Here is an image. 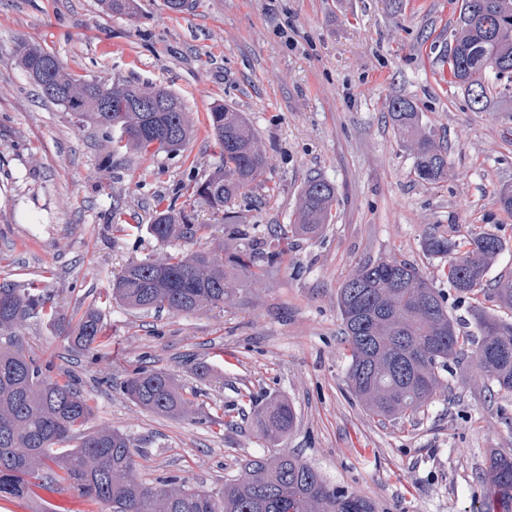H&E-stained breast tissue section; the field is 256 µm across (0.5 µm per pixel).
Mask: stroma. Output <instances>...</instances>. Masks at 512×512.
<instances>
[{
    "label": "stroma",
    "instance_id": "1",
    "mask_svg": "<svg viewBox=\"0 0 512 512\" xmlns=\"http://www.w3.org/2000/svg\"><path fill=\"white\" fill-rule=\"evenodd\" d=\"M137 4L129 18L98 0H0V285H37L73 323L96 309L104 334L92 356L37 314L23 335L30 352L92 397L88 430L131 437L137 480L177 475L210 490L280 446L377 512H478L491 452L512 454V395L482 378L470 349L417 419H373L347 385L336 304L368 261L408 260L447 288L443 260L424 250L433 233H495L504 249L488 277L512 276V213L497 201L512 188V112L471 111L443 75L458 0H197L182 14L166 0ZM21 38L75 74L167 87L194 136L177 152L116 147L39 98L13 54ZM397 97L446 144V178L416 177L389 116ZM217 104L246 114L267 156L252 199L237 200L228 221L191 195L221 161L208 124ZM311 176L338 201L306 238L293 223ZM173 202L201 224L194 239L148 233L153 212ZM246 244L288 256L224 307L144 312L111 297L129 262ZM144 363L183 387L187 417L142 410L123 392ZM274 398L297 416L276 444L251 425L255 405Z\"/></svg>",
    "mask_w": 512,
    "mask_h": 512
}]
</instances>
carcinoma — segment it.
<instances>
[{
	"label": "carcinoma",
	"mask_w": 512,
	"mask_h": 512,
	"mask_svg": "<svg viewBox=\"0 0 512 512\" xmlns=\"http://www.w3.org/2000/svg\"><path fill=\"white\" fill-rule=\"evenodd\" d=\"M103 12L133 17L136 0H99ZM14 54L43 98L75 114L83 125L104 133L118 128L125 146L148 151L155 138L175 150L194 133V119L180 98L153 83H108L74 74L41 44L20 39ZM456 88L474 112L499 108L512 112V0H461L449 45ZM498 63L509 69L494 73ZM391 116L415 155V174L435 182L448 172L447 150L425 132L413 103L398 97ZM209 126L222 165L193 186V196L214 212L248 197L266 167L245 114L219 104ZM336 188L310 178L301 189L295 231L314 236L332 219ZM204 228L183 208L157 210L147 225L157 240L192 239ZM425 251L446 260L449 291L433 286L407 260L367 262L345 280L336 294L345 342L350 349L349 388L368 414L379 421L415 418L445 388L441 372L464 354L472 341L448 316V300L464 303L493 292L512 309V276L492 284L487 272L501 253L499 236L477 232L461 241L429 235ZM288 248L257 252L251 248L222 256L210 252L128 263L112 283V298L140 310L191 313L231 302L243 283L257 281L283 261ZM46 297L35 288L0 286V498L29 499L33 488L64 484L107 512H375L374 504L344 488H331L296 454L282 450L248 459L240 477L217 490L193 487L177 476L151 486L136 481V448L112 428L87 431L92 399L73 380H60L22 344L31 315L43 311ZM480 334L478 370L497 390L512 393V324L475 308ZM99 314L85 312L71 334L80 350L92 353L103 343ZM124 391L137 406L180 418L190 412L174 378L160 369L133 370ZM295 422L290 403L274 399L254 412L257 431L270 441L283 438ZM480 512H512V457L497 454L484 480Z\"/></svg>",
	"instance_id": "1"
}]
</instances>
